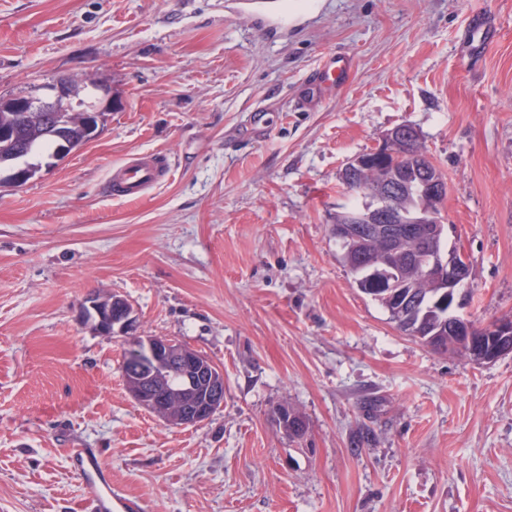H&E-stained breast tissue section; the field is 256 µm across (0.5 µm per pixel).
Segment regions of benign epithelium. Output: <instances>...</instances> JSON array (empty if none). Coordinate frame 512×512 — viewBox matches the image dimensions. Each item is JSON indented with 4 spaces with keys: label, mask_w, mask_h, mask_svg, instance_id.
<instances>
[{
    "label": "benign epithelium",
    "mask_w": 512,
    "mask_h": 512,
    "mask_svg": "<svg viewBox=\"0 0 512 512\" xmlns=\"http://www.w3.org/2000/svg\"><path fill=\"white\" fill-rule=\"evenodd\" d=\"M53 100L43 101L21 98L13 103L14 112H57L62 101L72 97V80L61 78L50 86ZM105 102L83 110L81 119L88 140L97 137L108 119L112 104V91L102 89ZM419 140L418 133L410 125H399L385 136L382 145L374 151L375 158L383 160L396 155L402 148H409ZM421 194L438 210H443L448 187L424 170L420 179ZM401 181L395 176L368 188L365 193L373 200V206L365 212L350 214L347 224H336L333 232L337 238H373L380 241L386 253L393 251L395 243L410 238L420 245L414 255V264L429 281L448 286V302L456 303L460 290L470 285V263L461 252L443 253L435 249L436 243L445 236L446 224L442 216L430 212L425 215L399 213L393 208V200L401 194ZM83 317L94 322L98 332L104 335L119 334L130 340L136 326L133 308L125 297L117 294L100 296L90 294L82 307ZM488 342L467 339L473 361L491 363L509 353L500 339L512 337V319L500 320L484 327ZM133 345V355L146 352L149 362L136 367L124 377L125 387L131 398L165 423L176 427L200 426L210 420L217 409L224 405V372L202 353L182 343L161 336H138ZM177 368L183 375L185 396L176 416H171L169 391L164 386V376Z\"/></svg>",
    "instance_id": "7a95c632"
}]
</instances>
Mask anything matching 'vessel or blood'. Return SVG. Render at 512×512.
Instances as JSON below:
<instances>
[{
  "label": "vessel or blood",
  "mask_w": 512,
  "mask_h": 512,
  "mask_svg": "<svg viewBox=\"0 0 512 512\" xmlns=\"http://www.w3.org/2000/svg\"><path fill=\"white\" fill-rule=\"evenodd\" d=\"M351 69L349 57L339 54L329 58L311 76L301 106L317 104L324 96L344 85ZM169 169L163 155L148 153L129 158L112 170L113 196L137 200L166 179ZM79 477L92 512H137L138 503L119 493L112 485V472L99 451L77 449L68 459Z\"/></svg>",
  "instance_id": "b4317fda"
}]
</instances>
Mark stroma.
I'll return each instance as SVG.
<instances>
[{
  "instance_id": "obj_1",
  "label": "stroma",
  "mask_w": 512,
  "mask_h": 512,
  "mask_svg": "<svg viewBox=\"0 0 512 512\" xmlns=\"http://www.w3.org/2000/svg\"><path fill=\"white\" fill-rule=\"evenodd\" d=\"M497 40L472 50L471 19ZM348 83L303 112L330 55ZM110 87L98 137L0 187V512H90L73 448L147 512H512V353L437 354L342 259L339 176L414 127L447 176L461 312L512 319V0H316L290 26L240 0H0V97ZM266 125L251 135L255 116ZM166 157L140 200L113 167ZM125 297L136 335L224 371V405L172 428L127 393L126 340L83 321ZM281 403L307 421L292 439Z\"/></svg>"
}]
</instances>
